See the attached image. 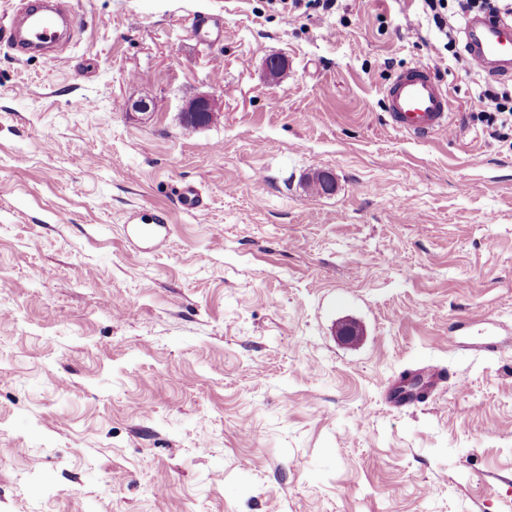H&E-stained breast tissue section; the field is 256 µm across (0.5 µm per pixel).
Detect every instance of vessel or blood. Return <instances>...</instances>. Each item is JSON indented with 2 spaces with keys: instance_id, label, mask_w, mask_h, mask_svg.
<instances>
[{
  "instance_id": "vessel-or-blood-1",
  "label": "vessel or blood",
  "mask_w": 512,
  "mask_h": 512,
  "mask_svg": "<svg viewBox=\"0 0 512 512\" xmlns=\"http://www.w3.org/2000/svg\"><path fill=\"white\" fill-rule=\"evenodd\" d=\"M77 26L69 0H22L0 43L20 56H56ZM473 61L488 71L512 69V26L489 17L466 30ZM392 125L407 134L429 137L449 130L447 90L429 65L402 69L383 91Z\"/></svg>"
}]
</instances>
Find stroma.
<instances>
[{"instance_id":"obj_1","label":"stroma","mask_w":512,"mask_h":512,"mask_svg":"<svg viewBox=\"0 0 512 512\" xmlns=\"http://www.w3.org/2000/svg\"><path fill=\"white\" fill-rule=\"evenodd\" d=\"M70 3L58 56L0 45V512H512L485 75L418 0ZM418 63L452 106L428 138L382 100ZM202 95L220 110L186 127ZM428 365L447 382L389 406Z\"/></svg>"}]
</instances>
